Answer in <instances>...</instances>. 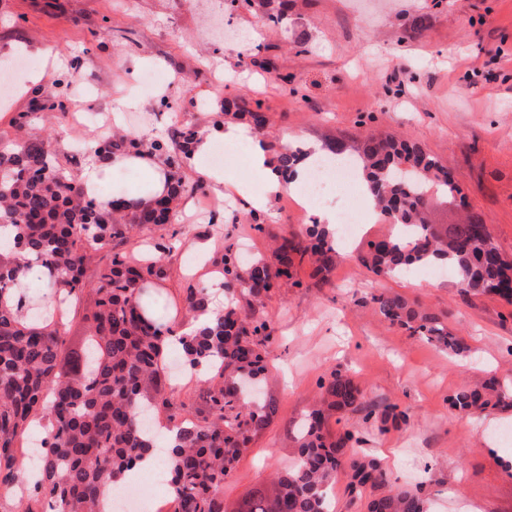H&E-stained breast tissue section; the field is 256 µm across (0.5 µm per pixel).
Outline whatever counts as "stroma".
<instances>
[{
    "instance_id": "35a3bbf8",
    "label": "stroma",
    "mask_w": 512,
    "mask_h": 512,
    "mask_svg": "<svg viewBox=\"0 0 512 512\" xmlns=\"http://www.w3.org/2000/svg\"><path fill=\"white\" fill-rule=\"evenodd\" d=\"M0 0V63L15 60L18 45L42 49L57 64L43 84L20 87L0 102V136L32 129L62 146L60 160L81 174L70 141L95 139L98 130L70 128L39 105L62 99L67 110H111L118 97L137 99L121 128L136 138L168 136L169 113L200 134L234 121L225 102H260L268 117L265 139L279 145L324 147L340 137L357 146L374 133L397 134L437 157L473 211L491 224L499 248L512 256V0H384L365 10L361 0H288L276 27L254 11L228 10L224 0ZM258 48L243 56L237 41ZM270 62L293 78L292 89L270 81L257 65ZM80 72L96 89L75 95ZM222 87H215V80ZM253 215L237 197L207 189L169 224L137 227L124 251L139 254L166 242L173 229L192 227L164 259L168 276L151 302L162 315L191 313L185 290L211 288L226 246L268 256L272 233L303 232L308 221L287 192L274 200L254 231ZM385 220L362 225L342 258L317 285L316 264L294 267L261 314L272 328L264 391L277 401L268 428L250 444L224 482V512H239L275 472L293 462L289 433L320 396L330 371L351 377L366 399L397 405L407 422L362 423L355 414L331 418L333 434L354 431L360 455L376 459L391 485H419L428 512H512V447L498 431L512 429V404L487 407L463 424L448 399L462 387L495 379L512 382V307L495 299L458 295L454 273L423 287L415 277H377L356 256L366 243L392 232ZM388 291L431 312L447 313L450 331L471 351L452 357L435 344L389 326L371 298Z\"/></svg>"
}]
</instances>
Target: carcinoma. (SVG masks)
I'll list each match as a JSON object with an SVG mask.
<instances>
[{
	"label": "carcinoma",
	"instance_id": "cac0c4a2",
	"mask_svg": "<svg viewBox=\"0 0 512 512\" xmlns=\"http://www.w3.org/2000/svg\"><path fill=\"white\" fill-rule=\"evenodd\" d=\"M238 2L257 8L264 22L282 21V11L268 9L271 0ZM239 111L257 134H264L268 118L260 103L253 109L244 103ZM177 135L153 139L146 148L138 138L111 137L92 142L88 150L103 156H161L179 169L196 131L185 128ZM270 148L281 173L291 176L301 151L273 143ZM356 162L377 209L404 229L402 236L367 242L357 257L362 267L376 276L396 277L411 267L446 265L455 271L461 295L495 297L512 305V259L495 244L481 215L467 208L460 224L426 221L432 193L451 199L461 195L435 156L396 136H369L358 147ZM202 192V181L179 177L167 196L150 207L123 200L103 206L61 163L51 138L30 134L13 142L11 150L0 151V231L13 238L10 249L0 244V488L7 491L18 481L15 443L34 418L42 416L48 430L38 457L40 478L22 512H35L32 503L43 494L56 512H108L124 474L156 447L142 414L158 407L169 420L180 419L177 444L168 456L173 512H224V481L276 412L273 401H254L245 390L264 373L271 344V327L256 315L257 308L279 279L292 278L293 257L311 254L326 272L336 265L339 253L329 231L313 224L304 239L283 236L276 241L273 260L254 259L244 269L232 248L225 249L224 288L232 296L240 292L244 303H230L208 326L179 338L190 367L220 378L207 393L206 415L197 420L175 406L163 384L171 328L140 302L144 289L163 281L161 261L174 242L158 245L157 253L142 261L130 262L122 251L109 250L96 271L94 305L82 316L86 338L69 342V322L58 325L48 318L55 300L82 294L91 252L124 240L136 226L170 223L181 197ZM33 262L41 280L54 289L53 300L34 312L21 288ZM371 301L386 322L408 335L450 354L469 351L444 319L401 295L380 293ZM185 302L198 313L206 307V294L188 288ZM505 394L491 383L461 388L450 402L455 410L471 413ZM335 413L359 414L365 423L378 417L407 421L397 406L368 401L352 378L331 373L294 438V464L277 475L270 493L254 496L243 512H329L330 488L346 471L355 491L387 483L375 462L355 456L360 437L350 430L337 437L328 432ZM366 509L426 512L417 487L409 484L373 496Z\"/></svg>",
	"mask_w": 512,
	"mask_h": 512
}]
</instances>
